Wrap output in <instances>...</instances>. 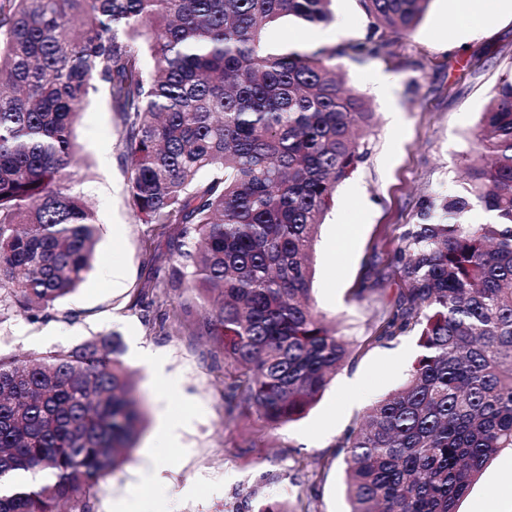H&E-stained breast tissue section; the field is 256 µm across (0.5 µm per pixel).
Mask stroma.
Instances as JSON below:
<instances>
[{
  "instance_id": "stroma-1",
  "label": "stroma",
  "mask_w": 512,
  "mask_h": 512,
  "mask_svg": "<svg viewBox=\"0 0 512 512\" xmlns=\"http://www.w3.org/2000/svg\"><path fill=\"white\" fill-rule=\"evenodd\" d=\"M327 25L282 21L268 29L289 50L337 47L364 39L370 20L359 0H335ZM392 61L336 59L347 88L374 112L370 153L337 190L319 229L311 297L316 309L352 342L354 353L301 419L272 428L254 408L227 403L236 375L224 361V339L211 333L198 292L172 287L167 239L138 221L128 193V156L120 117L106 99L93 101L74 134V180L100 225L92 270L79 290L53 309L30 316L0 302V356L46 354L86 339L119 335L122 359L148 415L136 449L96 494L95 512H113L121 497L156 502L158 512H249L259 501L287 502L290 512H348L345 471L336 445L376 398L398 389L417 355L408 333L373 347L401 283L390 274L399 237L415 221L419 200L457 191L481 114L504 76H512V13L493 17L482 33L455 28L448 0H430L422 20L398 37ZM392 79L389 99L368 76ZM399 126H391L390 113ZM120 278H113V271ZM152 349L179 383L172 399L155 393L151 372L132 345ZM178 423V445H161L160 425ZM160 458V482L147 484L146 458ZM512 512V448L500 450L459 501L458 512L488 503Z\"/></svg>"
}]
</instances>
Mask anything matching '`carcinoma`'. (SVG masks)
<instances>
[{
	"label": "carcinoma",
	"instance_id": "obj_1",
	"mask_svg": "<svg viewBox=\"0 0 512 512\" xmlns=\"http://www.w3.org/2000/svg\"><path fill=\"white\" fill-rule=\"evenodd\" d=\"M332 0H0V292L38 313L92 268L98 219L76 189L73 125L103 94L119 113L138 220L169 239L178 286L207 293L230 397L271 427L301 418L346 363L348 342L310 302L317 230L367 151L374 113L331 61L395 56L429 0H360L362 41L283 51L285 17L334 19ZM153 62L146 73L144 58ZM456 194L420 201L399 239L404 282L370 345L409 332L403 386L339 442L350 512H457L512 448V77L482 112ZM479 207L483 224L462 216ZM121 340L0 356V512H93L100 483L147 415Z\"/></svg>",
	"mask_w": 512,
	"mask_h": 512
}]
</instances>
